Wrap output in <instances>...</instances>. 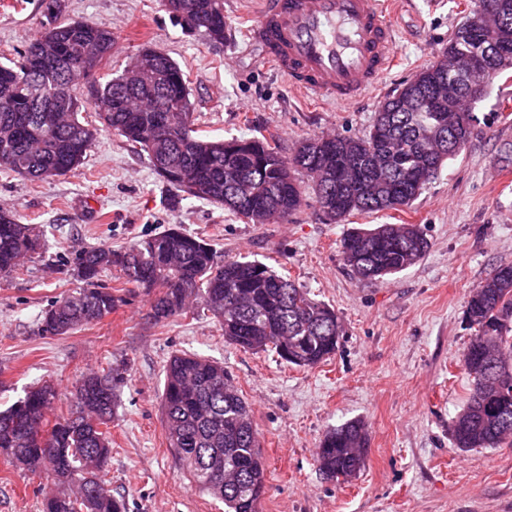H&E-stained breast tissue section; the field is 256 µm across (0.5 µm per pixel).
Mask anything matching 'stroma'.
<instances>
[{"mask_svg":"<svg viewBox=\"0 0 512 512\" xmlns=\"http://www.w3.org/2000/svg\"><path fill=\"white\" fill-rule=\"evenodd\" d=\"M257 2L224 0L220 43L175 24L160 0H62L58 19L112 30L106 75L121 74L143 46L169 53L188 75L192 119L204 135H273L290 153L306 137L367 131L379 106L444 51L466 5L399 0L389 17L396 67L376 91L336 104L302 95L244 37ZM46 25L41 0H0V61L19 60ZM476 113L466 149L410 207L333 224L310 193L288 222L248 224L190 196L171 203L146 153L86 109L80 119L96 134L81 167L43 182L0 167V208L43 233L41 250L0 276V407L48 383L57 392L51 414L64 416L82 375L120 374L113 493L129 512H224L191 486L165 438V365L173 354L195 353L224 364L252 409L266 467L261 512H512V441L460 449L449 433L471 388L461 363L474 334L467 302L512 265V77L496 80ZM379 224L419 225L430 247L414 266L368 283L345 266L341 240L350 228ZM171 225L208 238L223 258L273 266L333 307L343 325L336 354L303 368L230 343L209 313L154 321L152 293L122 285L114 269L100 276L120 299L111 315L63 336L39 335L44 309L83 286L79 251L119 250ZM352 420L367 428L366 465L350 482L327 479L316 465L320 442ZM53 485L0 456V512H40Z\"/></svg>","mask_w":512,"mask_h":512,"instance_id":"stroma-1","label":"stroma"}]
</instances>
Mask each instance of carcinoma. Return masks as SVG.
I'll return each mask as SVG.
<instances>
[{
  "label": "carcinoma",
  "instance_id": "cac0c4a2",
  "mask_svg": "<svg viewBox=\"0 0 512 512\" xmlns=\"http://www.w3.org/2000/svg\"><path fill=\"white\" fill-rule=\"evenodd\" d=\"M178 23L224 41V0H162ZM49 22L20 64L0 63V167L31 181L47 180L81 166L94 133L79 114L86 107L82 82L110 57L112 32L74 20L56 23L60 0H43ZM488 36L486 19L463 17L443 51L452 60ZM139 84L122 76L91 86V106L102 125L146 153L156 173L175 193L224 207L251 224H268L272 213L288 220L303 204L298 169L314 180L321 209L340 218L354 213L399 210L411 205L447 160L468 140L450 142L441 116L468 97L466 86L442 74L439 61L421 69L405 86L414 91L443 85L438 110L416 112L408 95L382 103L369 130L355 136L304 139L293 155L265 137L209 139L189 126L187 75L158 48H145ZM31 224L0 213V275L19 269L40 248ZM430 244L416 224L354 228L342 241L346 266L361 280L381 282L419 262ZM78 274L87 284L42 314L39 331L65 335L98 321L119 298L94 280L115 267L123 284L157 288L152 317L179 315L195 299L221 322L224 338L244 350H274L288 363L312 368L336 353L343 329L330 306L312 299L274 268L255 261L225 260L205 239L172 226L123 251L84 250ZM465 318L475 329L462 354L473 388L466 407L452 421L458 448H495L512 437V266L473 290ZM109 374L82 378L73 394L75 412L44 429L55 391L36 386L0 408V454L16 468L72 475L71 494L46 497L42 512H126L124 497L104 479L112 455L109 424L116 404ZM169 448L191 484L224 503V512H259L266 492L259 433L248 403L224 365L182 353L165 366L161 396ZM367 431L350 421L327 432L317 455L318 470L349 481L364 466Z\"/></svg>",
  "mask_w": 512,
  "mask_h": 512
}]
</instances>
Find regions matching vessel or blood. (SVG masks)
Masks as SVG:
<instances>
[{"label":"vessel or blood","instance_id":"b4317fda","mask_svg":"<svg viewBox=\"0 0 512 512\" xmlns=\"http://www.w3.org/2000/svg\"><path fill=\"white\" fill-rule=\"evenodd\" d=\"M392 0H262L246 36L303 93L346 104L396 61Z\"/></svg>","mask_w":512,"mask_h":512}]
</instances>
